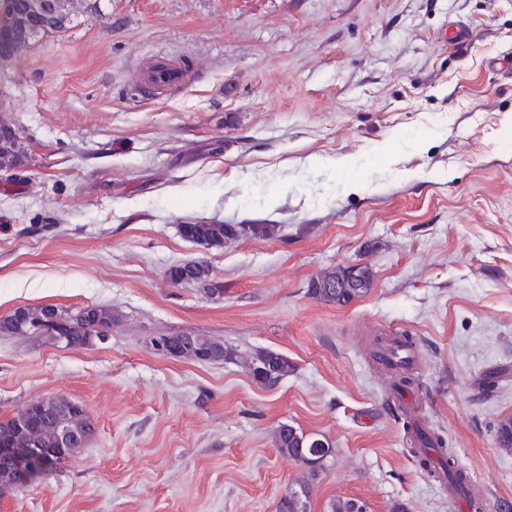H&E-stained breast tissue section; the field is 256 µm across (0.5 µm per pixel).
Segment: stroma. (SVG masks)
<instances>
[{
    "label": "stroma",
    "mask_w": 512,
    "mask_h": 512,
    "mask_svg": "<svg viewBox=\"0 0 512 512\" xmlns=\"http://www.w3.org/2000/svg\"><path fill=\"white\" fill-rule=\"evenodd\" d=\"M468 43L444 47L449 26ZM196 82L145 99L151 55ZM512 0H81L69 28L0 66V120L24 162L0 171V317L111 307L106 342L0 335V420L61 395L94 437L57 469L0 491V512H277L303 475L283 423L335 450L310 512H455L413 453L369 353L390 327L418 344L406 398L512 512ZM277 224L224 247L187 222ZM206 261L221 293L172 284ZM371 267L345 306L311 298L334 266ZM190 332L236 359L167 358ZM281 353L275 388L243 359Z\"/></svg>",
    "instance_id": "obj_1"
}]
</instances>
